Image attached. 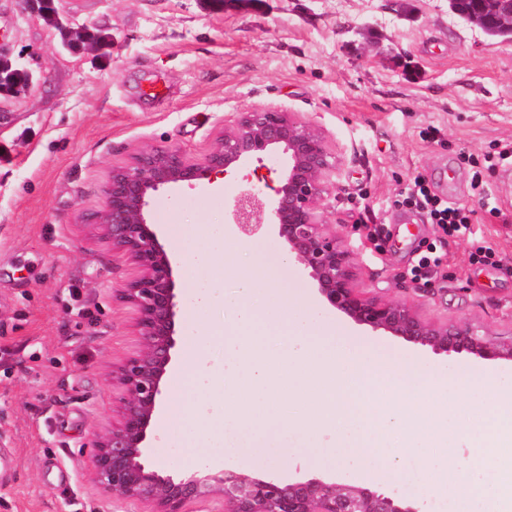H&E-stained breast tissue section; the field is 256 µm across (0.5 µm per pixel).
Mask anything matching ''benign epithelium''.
I'll use <instances>...</instances> for the list:
<instances>
[{"label":"benign epithelium","mask_w":512,"mask_h":512,"mask_svg":"<svg viewBox=\"0 0 512 512\" xmlns=\"http://www.w3.org/2000/svg\"><path fill=\"white\" fill-rule=\"evenodd\" d=\"M54 24L77 37L69 49L92 51L83 27L52 11ZM467 21L512 33V0H473ZM279 151L286 165L272 196L249 189L232 205V226L250 236L267 227L288 246V254L316 284L319 302L354 324L402 338L436 354L469 353L485 361L512 362V337L461 320H427L411 304L366 297L356 288L357 263L345 235L328 222L337 187L332 177L343 163L324 130L291 112L256 106L236 113L209 152L192 160L173 148L147 147L132 161L112 168L103 187L104 208L95 220L112 247L125 253L140 274L119 289L137 312L142 347L112 368L120 389L118 420L95 434L92 476L116 499L149 507L147 512H187L191 502L221 499L224 512H427V501L403 507L395 494L351 483L278 474H243L226 467L162 475L147 463L145 441L156 424L164 380L175 346L179 303L174 292V261L147 210L155 193L168 185L194 186L232 176L251 162Z\"/></svg>","instance_id":"1"}]
</instances>
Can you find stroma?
<instances>
[{"label":"stroma","mask_w":512,"mask_h":512,"mask_svg":"<svg viewBox=\"0 0 512 512\" xmlns=\"http://www.w3.org/2000/svg\"><path fill=\"white\" fill-rule=\"evenodd\" d=\"M73 26L106 34L75 54L22 0H0V47L36 80L0 99V512H142L103 493L90 473L92 434L112 425L114 364L140 338L117 291L137 273L94 226L113 167L143 146L203 158L237 112L267 106L317 122L344 157L333 224L357 248L356 286L405 301L430 319L512 332V43L453 13L448 0H54ZM471 210L473 222L441 237L405 204L411 179ZM241 190L177 185L153 197L148 220L175 261L176 347L206 348L211 372L199 408L219 414L235 385L233 348L203 334L235 314L195 312L200 288L237 290L251 267L272 287L316 302L275 235L234 236L231 260L204 253L202 229L223 224ZM493 261H483L486 251ZM438 263L422 279L420 257ZM231 270H224V263ZM337 331L384 352L422 353L445 368L512 379V364L449 357L372 333L333 312ZM222 433L196 420L154 430L147 460L161 474L238 462Z\"/></svg>","instance_id":"1"}]
</instances>
